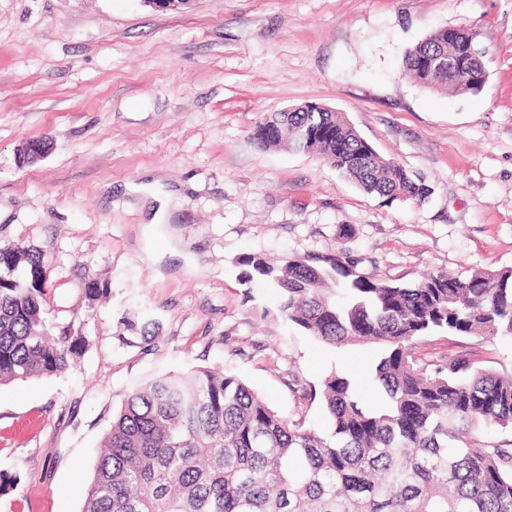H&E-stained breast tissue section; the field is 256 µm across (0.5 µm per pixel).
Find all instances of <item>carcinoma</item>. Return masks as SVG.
<instances>
[{"mask_svg":"<svg viewBox=\"0 0 512 512\" xmlns=\"http://www.w3.org/2000/svg\"><path fill=\"white\" fill-rule=\"evenodd\" d=\"M402 68L437 91L476 94L487 78L464 27L432 31ZM252 138L316 153L387 203L431 192L318 104L265 117ZM242 265L306 335L377 346L384 404L362 403L353 376L333 372L319 389L322 431L221 369L157 378L124 398L91 480L77 485L82 512H512V447L482 440L512 425V374L467 357L431 369L414 353L415 340L439 333L512 341V267L400 284L359 272L343 247L278 262L250 254ZM46 295L41 254L0 247V385L61 373L78 354V330L50 341Z\"/></svg>","mask_w":512,"mask_h":512,"instance_id":"1","label":"carcinoma"}]
</instances>
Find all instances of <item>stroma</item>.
<instances>
[{
	"instance_id": "1",
	"label": "stroma",
	"mask_w": 512,
	"mask_h": 512,
	"mask_svg": "<svg viewBox=\"0 0 512 512\" xmlns=\"http://www.w3.org/2000/svg\"><path fill=\"white\" fill-rule=\"evenodd\" d=\"M446 26L476 35L479 93L400 73ZM305 102L343 113L429 199L388 204L320 156L253 144L265 115ZM41 138L51 152L18 167ZM0 246L41 252L50 334L84 337L66 372L0 386V512H81L74 486L113 415L158 377L220 367L322 430L309 393L331 372L380 406L375 350L305 335L240 260L345 247L403 283L512 267V0H0ZM415 353L512 374L507 343L429 336Z\"/></svg>"
}]
</instances>
